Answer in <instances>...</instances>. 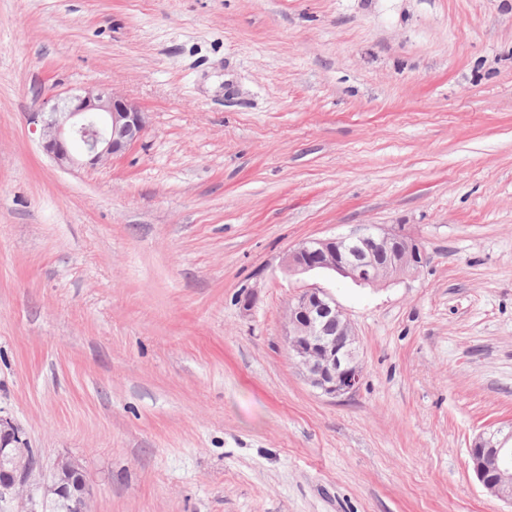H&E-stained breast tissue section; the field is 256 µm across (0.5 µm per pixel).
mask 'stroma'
<instances>
[{"instance_id": "obj_1", "label": "stroma", "mask_w": 512, "mask_h": 512, "mask_svg": "<svg viewBox=\"0 0 512 512\" xmlns=\"http://www.w3.org/2000/svg\"><path fill=\"white\" fill-rule=\"evenodd\" d=\"M84 85L148 130L63 169L27 118ZM365 224L423 265L283 271ZM311 286L353 393L288 353ZM0 415L89 512H512L469 465L512 432V0H0ZM288 353L307 382L328 396L352 393L363 377L358 338L336 300L323 288H305L288 306ZM52 490L57 501L65 502L66 512H89L86 480L72 460L58 461L54 468Z\"/></svg>"}]
</instances>
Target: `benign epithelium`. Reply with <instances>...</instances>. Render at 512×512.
I'll return each mask as SVG.
<instances>
[{
	"label": "benign epithelium",
	"mask_w": 512,
	"mask_h": 512,
	"mask_svg": "<svg viewBox=\"0 0 512 512\" xmlns=\"http://www.w3.org/2000/svg\"><path fill=\"white\" fill-rule=\"evenodd\" d=\"M41 125L44 151L61 168L96 166L125 153L147 131L145 112L135 102L99 87L83 86L50 94L32 113ZM425 259L422 242L401 229L367 225L359 233L312 239L288 251L282 259L290 274L324 271L359 285L374 286L418 269ZM288 353L307 382L328 396L352 393L363 377L358 338L336 300L323 288H305L288 306L285 332ZM495 434L478 437L470 448L472 470L491 496L512 504V448ZM37 465L18 427L0 416V501L20 503L25 512L33 499ZM52 490L66 512H89L88 488L79 466L69 460L54 468Z\"/></svg>",
	"instance_id": "1"
}]
</instances>
